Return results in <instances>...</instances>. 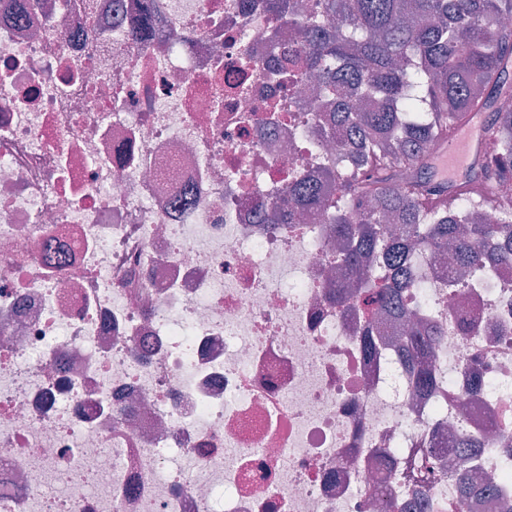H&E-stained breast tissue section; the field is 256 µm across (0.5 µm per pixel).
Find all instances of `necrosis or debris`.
<instances>
[{"instance_id": "1", "label": "necrosis or debris", "mask_w": 512, "mask_h": 512, "mask_svg": "<svg viewBox=\"0 0 512 512\" xmlns=\"http://www.w3.org/2000/svg\"><path fill=\"white\" fill-rule=\"evenodd\" d=\"M264 4L0 0V512H512V263L458 288L413 247L402 301L442 330L416 390L410 321L336 304L323 218L278 221L327 133Z\"/></svg>"}]
</instances>
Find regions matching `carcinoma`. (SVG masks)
<instances>
[{
    "instance_id": "obj_1",
    "label": "carcinoma",
    "mask_w": 512,
    "mask_h": 512,
    "mask_svg": "<svg viewBox=\"0 0 512 512\" xmlns=\"http://www.w3.org/2000/svg\"><path fill=\"white\" fill-rule=\"evenodd\" d=\"M270 10L301 28L296 53L279 75L295 85L320 80L310 111L327 117L344 159L327 178L328 199L315 182L288 179L281 218L327 212L341 240L339 265L347 275L377 266L359 288L363 313L400 314L402 292L413 286L407 254L419 240L440 248L452 241L462 269L492 259L512 262V206L501 205L496 185L512 180V0H315L303 15L291 0H268ZM491 112L483 137L497 154L480 150L454 184L433 171L431 142L444 143L471 115ZM498 211L493 224L478 210ZM401 359L427 388L426 364L434 338L413 331Z\"/></svg>"
}]
</instances>
